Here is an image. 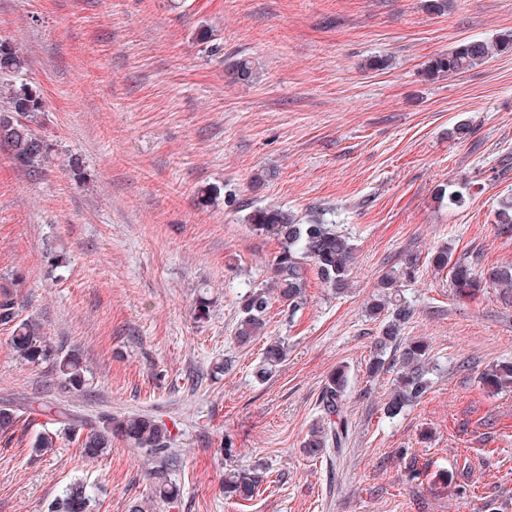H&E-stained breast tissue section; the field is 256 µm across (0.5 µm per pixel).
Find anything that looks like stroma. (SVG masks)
Wrapping results in <instances>:
<instances>
[{"mask_svg": "<svg viewBox=\"0 0 512 512\" xmlns=\"http://www.w3.org/2000/svg\"><path fill=\"white\" fill-rule=\"evenodd\" d=\"M510 29L512 0H0V42L26 59L51 155L34 176L0 146V278L24 274L20 318L79 350L89 380L64 389L0 325V400L165 423L180 493L160 512H512V389L479 380L512 360V307L492 288L457 297L429 262L445 245L485 271L512 263L495 224L512 196V51L424 73L458 43ZM377 57L387 68H369ZM240 58L250 81L230 76ZM265 206L335 221L355 263L344 294L312 273L296 316L272 302L266 334L286 339L288 360L260 384L264 339L242 348L234 332L241 296L268 281L279 250L245 222ZM410 253L420 270L401 286L414 309L403 335L439 369L391 419V375L368 371L380 322L367 304ZM202 293L212 306L199 322ZM224 358L232 371L213 373ZM340 365L349 440L341 457L311 459L301 442ZM38 431L22 422L0 437V512H44L77 480L96 487L93 512L147 497L143 450L117 439L89 460L61 440L43 454ZM258 463L260 495L225 497V470ZM444 471L451 484L435 481Z\"/></svg>", "mask_w": 512, "mask_h": 512, "instance_id": "35a3bbf8", "label": "stroma"}]
</instances>
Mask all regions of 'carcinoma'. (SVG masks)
<instances>
[{"label": "carcinoma", "mask_w": 512, "mask_h": 512, "mask_svg": "<svg viewBox=\"0 0 512 512\" xmlns=\"http://www.w3.org/2000/svg\"><path fill=\"white\" fill-rule=\"evenodd\" d=\"M512 50V31L496 38L470 40L458 44L448 53L427 62L430 77L440 74H459L473 69L488 59ZM25 66L17 50L0 43V73H18ZM5 106L0 108V144L8 147L11 159L33 174L43 172L50 161L45 140L31 126L33 118L44 108V100L29 84L19 81L8 84ZM246 221L260 235L274 238L280 245L275 257L271 281L250 288L242 297L234 338L241 346H249L265 335L267 311L273 299L287 304L288 314L294 315L304 304L308 265H313L322 283L343 293L350 288L353 273L354 247L350 237L338 231L336 225L323 221L304 224L279 207L255 208ZM497 230L512 235V200H504L497 212ZM431 263L438 270L449 269L451 284L459 297H475L490 286L500 290V302L512 306V264L499 265L484 274L464 260H452V253L443 247L434 252ZM419 258L407 256L399 268L386 272L379 282L382 293L367 307L370 315L381 321V330L374 342L370 370L377 374L393 369L390 395L385 414L393 418L419 402L430 388V375L437 365L429 357L428 346L419 340H405L402 330L413 317V309L401 296L400 281L416 279ZM25 284L24 275L16 271L0 284V324L13 327L10 345L26 363L49 364L58 374L64 388L81 391L87 385L86 368L80 354L72 349L60 353L34 320H17L16 292ZM288 343L276 339L266 344L253 377L259 383L268 382L286 361ZM485 389L497 391L512 387V361L492 365L481 374ZM348 375L344 367L333 371L322 389L320 414L309 428L301 448L312 459L330 452L341 453L348 438V422L341 415ZM28 401L5 400L0 406V435L14 428L31 412ZM38 410L48 417L34 440L33 447L47 452L56 447L58 439H75L84 457L96 459L112 448L118 438L133 448L144 450L152 464L150 496L133 501L127 512H152L155 506L169 503L178 497L177 485L169 478L171 466V432L167 426L148 415L114 417L101 416L97 423L87 424L66 404L39 405ZM264 473L259 469L228 470L224 473V495L238 501H251L259 492ZM94 492L81 481L67 485L54 498L47 512H91Z\"/></svg>", "instance_id": "carcinoma-1"}]
</instances>
